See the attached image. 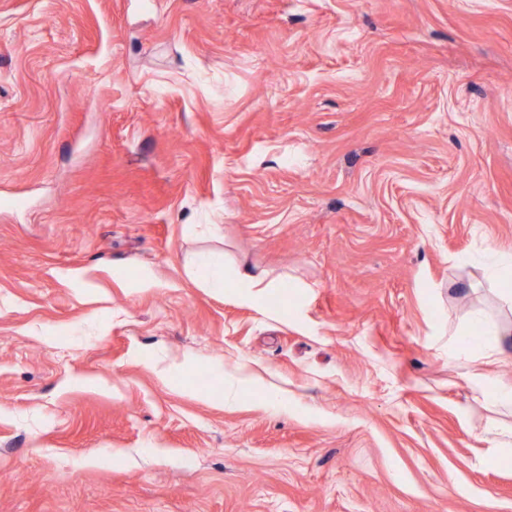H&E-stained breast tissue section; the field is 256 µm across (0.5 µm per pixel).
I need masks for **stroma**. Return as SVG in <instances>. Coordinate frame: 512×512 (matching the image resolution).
I'll use <instances>...</instances> for the list:
<instances>
[{
	"instance_id": "35a3bbf8",
	"label": "stroma",
	"mask_w": 512,
	"mask_h": 512,
	"mask_svg": "<svg viewBox=\"0 0 512 512\" xmlns=\"http://www.w3.org/2000/svg\"><path fill=\"white\" fill-rule=\"evenodd\" d=\"M479 247L512 0H0V512H512ZM192 277L206 288L224 292V288H273L267 273L249 267L237 269V284L230 287L224 280V256L210 255L197 258L191 266Z\"/></svg>"
}]
</instances>
